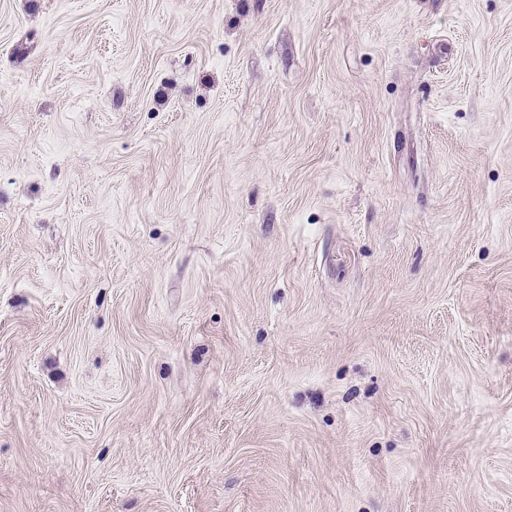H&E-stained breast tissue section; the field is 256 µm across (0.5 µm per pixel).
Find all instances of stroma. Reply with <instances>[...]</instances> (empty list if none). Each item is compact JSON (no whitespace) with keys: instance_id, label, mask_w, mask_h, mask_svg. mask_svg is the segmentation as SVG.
Returning a JSON list of instances; mask_svg holds the SVG:
<instances>
[{"instance_id":"stroma-1","label":"stroma","mask_w":512,"mask_h":512,"mask_svg":"<svg viewBox=\"0 0 512 512\" xmlns=\"http://www.w3.org/2000/svg\"><path fill=\"white\" fill-rule=\"evenodd\" d=\"M0 512H512V0H0Z\"/></svg>"}]
</instances>
